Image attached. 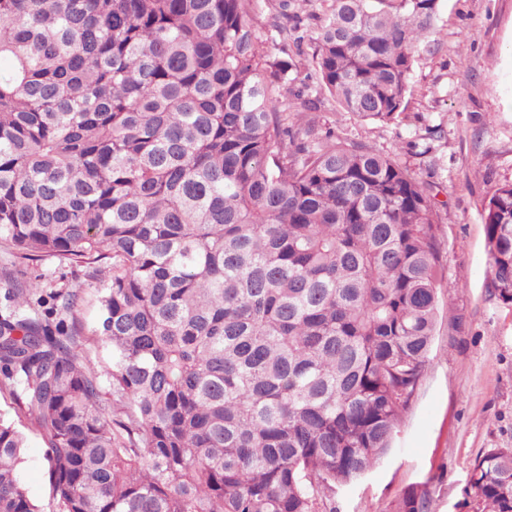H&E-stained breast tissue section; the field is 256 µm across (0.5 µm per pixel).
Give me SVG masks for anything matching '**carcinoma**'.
<instances>
[{
	"label": "carcinoma",
	"instance_id": "obj_1",
	"mask_svg": "<svg viewBox=\"0 0 512 512\" xmlns=\"http://www.w3.org/2000/svg\"><path fill=\"white\" fill-rule=\"evenodd\" d=\"M0 0V247L96 266L79 295L0 313V385L49 448L55 512H319L376 468L425 375L446 276L435 203L405 166L284 117L273 87L307 42L345 111H404L439 0ZM489 287L512 304V183L484 209ZM112 389V407L103 400ZM24 436L0 419V512H42ZM471 512H512V448H489ZM423 487L401 512H430ZM276 0H253L250 18L262 41L264 51H274L275 31L271 26Z\"/></svg>",
	"mask_w": 512,
	"mask_h": 512
}]
</instances>
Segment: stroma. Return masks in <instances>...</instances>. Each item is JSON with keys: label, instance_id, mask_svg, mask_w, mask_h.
<instances>
[{"label": "stroma", "instance_id": "stroma-1", "mask_svg": "<svg viewBox=\"0 0 512 512\" xmlns=\"http://www.w3.org/2000/svg\"><path fill=\"white\" fill-rule=\"evenodd\" d=\"M407 106L391 121L365 120L324 98L316 117L350 141L407 166L440 215L448 274L424 379L389 455L358 482L337 488L322 512H400L405 491L426 486L431 512H468L464 488L487 448H512V305L488 287L482 215L512 183V0H440L430 51L413 68ZM48 274L44 292L76 290L94 363L107 359L92 336L97 279L55 261L19 263L0 248V273ZM20 477L51 512L47 445L31 423Z\"/></svg>", "mask_w": 512, "mask_h": 512}]
</instances>
